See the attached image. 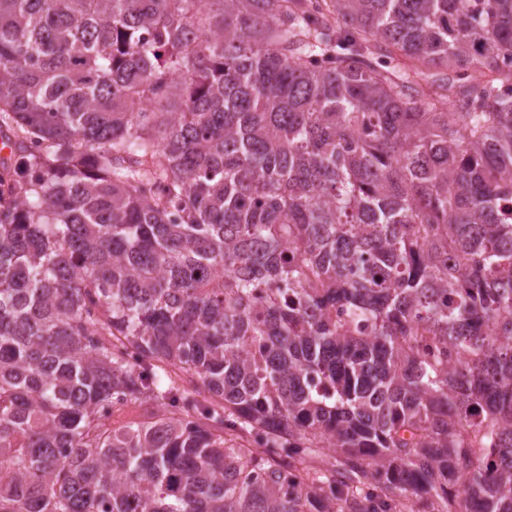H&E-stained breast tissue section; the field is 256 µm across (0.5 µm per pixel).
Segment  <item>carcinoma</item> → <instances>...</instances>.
<instances>
[{
    "mask_svg": "<svg viewBox=\"0 0 512 512\" xmlns=\"http://www.w3.org/2000/svg\"><path fill=\"white\" fill-rule=\"evenodd\" d=\"M0 137V512H512V0H0Z\"/></svg>",
    "mask_w": 512,
    "mask_h": 512,
    "instance_id": "cac0c4a2",
    "label": "carcinoma"
}]
</instances>
